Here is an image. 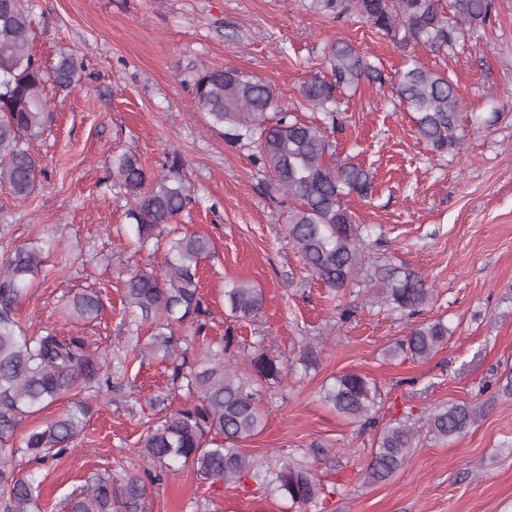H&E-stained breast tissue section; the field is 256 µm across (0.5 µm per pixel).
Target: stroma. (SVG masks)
I'll return each instance as SVG.
<instances>
[{
  "label": "stroma",
  "instance_id": "1",
  "mask_svg": "<svg viewBox=\"0 0 512 512\" xmlns=\"http://www.w3.org/2000/svg\"><path fill=\"white\" fill-rule=\"evenodd\" d=\"M36 60L50 69L60 51L75 55L81 80L47 86L52 120L32 148L44 171L35 190L16 197L0 181V252L39 247L46 261L13 316L28 333L50 329L87 336L93 356L132 347L138 359L119 375L121 392L82 390L90 411L74 450L33 469L21 434L65 413L62 398L22 419L7 462L36 472L43 512H67L72 492L95 471H140V446L161 416L150 398L169 389L165 364L146 345L151 323L123 308L128 270H161L162 254L136 244L130 199L107 182L115 154H136L157 174L180 159L196 198L177 218L180 230L211 239L200 293L209 311L203 339L185 322L178 333L192 351L236 336L237 366L263 342L288 374L267 391L265 427L243 441L257 465L300 460L335 483L302 512H512V0H492L490 24L451 53L399 48L358 17L336 21L308 0H27ZM345 39L378 61L385 83H362L340 102L329 139L338 157L371 169L369 197L348 202L364 241L366 269H409L433 290L415 316L381 306L357 276L341 291L312 277L289 240V202L260 171L250 149L225 142L192 102L202 67H233L275 85L281 106L306 121L320 113L301 103L300 86L326 69L325 49ZM454 82L464 115L498 113L490 127H466L463 148L433 152L392 81L412 63ZM245 281L261 288L256 317L238 321L224 290ZM90 287L104 308L79 326L65 302ZM444 319L447 342L426 360L391 357L415 325ZM317 363L304 367L307 352ZM357 373L375 382L382 402L371 420L351 421L323 399L336 378ZM483 407L467 433L441 440L426 422L438 407ZM410 424L419 444L406 465L381 484L364 482L379 431ZM145 512H292L288 501L253 480L210 485L190 469L150 489Z\"/></svg>",
  "mask_w": 512,
  "mask_h": 512
}]
</instances>
